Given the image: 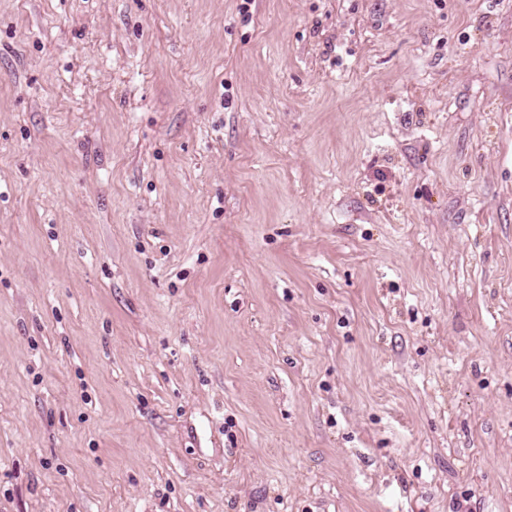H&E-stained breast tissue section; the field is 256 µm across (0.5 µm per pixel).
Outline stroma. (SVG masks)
<instances>
[{"mask_svg":"<svg viewBox=\"0 0 512 512\" xmlns=\"http://www.w3.org/2000/svg\"><path fill=\"white\" fill-rule=\"evenodd\" d=\"M0 512H512V0H0Z\"/></svg>","mask_w":512,"mask_h":512,"instance_id":"1","label":"stroma"}]
</instances>
